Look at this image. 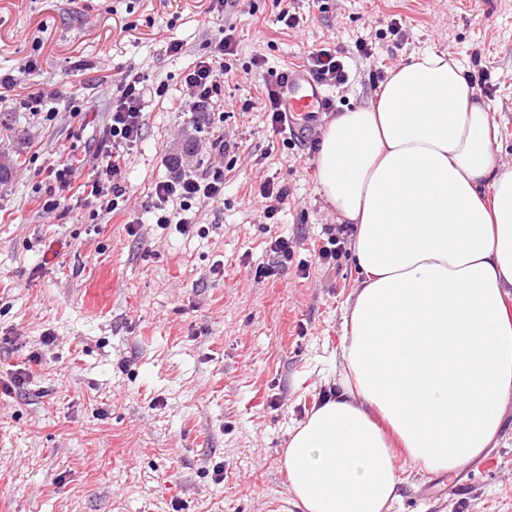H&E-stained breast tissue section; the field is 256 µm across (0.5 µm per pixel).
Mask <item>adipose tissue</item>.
Segmentation results:
<instances>
[{
    "label": "adipose tissue",
    "instance_id": "obj_1",
    "mask_svg": "<svg viewBox=\"0 0 512 512\" xmlns=\"http://www.w3.org/2000/svg\"><path fill=\"white\" fill-rule=\"evenodd\" d=\"M459 62L425 49L368 105L340 113L317 158L324 200L354 224L360 272L343 316L340 392L291 435L304 512H385L391 456L451 473L495 440L512 396V168Z\"/></svg>",
    "mask_w": 512,
    "mask_h": 512
}]
</instances>
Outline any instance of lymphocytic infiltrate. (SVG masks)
<instances>
[{"mask_svg": "<svg viewBox=\"0 0 512 512\" xmlns=\"http://www.w3.org/2000/svg\"><path fill=\"white\" fill-rule=\"evenodd\" d=\"M225 6V0H214L212 50L208 56L195 60L184 75L186 92L179 104L192 112L211 111L222 103L221 87L229 72L226 58L236 46L234 28L224 22ZM306 68L315 80L326 85L342 86L349 79L346 54L340 49L309 52ZM146 80L139 71L126 76L119 95L112 101L92 167H85L80 159L49 165V177L75 203H97L113 214L120 198L126 197L127 189L118 177L143 136ZM168 171V177L157 182L150 193L149 211L155 223L172 224L185 232L195 221L193 202L215 203L223 199L224 170L218 167L197 175L174 158Z\"/></svg>", "mask_w": 512, "mask_h": 512, "instance_id": "obj_1", "label": "lymphocytic infiltrate"}]
</instances>
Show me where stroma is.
I'll use <instances>...</instances> for the list:
<instances>
[{"label":"stroma","instance_id":"stroma-1","mask_svg":"<svg viewBox=\"0 0 512 512\" xmlns=\"http://www.w3.org/2000/svg\"><path fill=\"white\" fill-rule=\"evenodd\" d=\"M284 29L277 0H235L224 20L236 54L223 107L179 106L184 72L210 51L211 0H0V512H303L283 466L289 434L337 389L343 308L358 278L351 247L332 268L315 256L336 214L323 200L321 137L273 132L258 97L308 51L370 43L331 88L335 114L369 103L412 52L480 53L496 92L497 165L512 168V0H295ZM398 19L404 40L386 36ZM183 44L180 56L166 51ZM39 57V70L26 68ZM260 66H253V58ZM148 74L143 137L122 171L124 213L97 205L47 211L57 159L92 158L126 75ZM47 93L36 112L30 96ZM236 166L224 197L192 207L188 234L143 213L170 156L202 173ZM286 190L274 219L264 183ZM293 251L278 260L272 241ZM271 267L266 278L256 267ZM23 385H14V377ZM499 465L455 494L424 495L432 475L401 464L391 512H512V398Z\"/></svg>","mask_w":512,"mask_h":512}]
</instances>
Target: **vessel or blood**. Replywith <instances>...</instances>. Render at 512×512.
Instances as JSON below:
<instances>
[{
	"instance_id": "obj_1",
	"label": "vessel or blood",
	"mask_w": 512,
	"mask_h": 512,
	"mask_svg": "<svg viewBox=\"0 0 512 512\" xmlns=\"http://www.w3.org/2000/svg\"><path fill=\"white\" fill-rule=\"evenodd\" d=\"M281 83L286 121L297 137H306L320 113L326 111L331 96L325 86L312 79L302 68L288 69L284 72ZM496 466L497 461L492 457L473 463L450 480L448 488L454 491L468 485L492 472Z\"/></svg>"
}]
</instances>
